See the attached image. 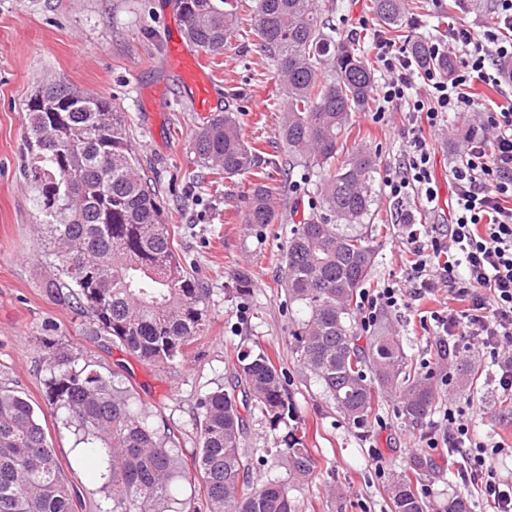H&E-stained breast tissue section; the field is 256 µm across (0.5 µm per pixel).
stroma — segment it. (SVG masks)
Masks as SVG:
<instances>
[{
  "label": "stroma",
  "mask_w": 512,
  "mask_h": 512,
  "mask_svg": "<svg viewBox=\"0 0 512 512\" xmlns=\"http://www.w3.org/2000/svg\"><path fill=\"white\" fill-rule=\"evenodd\" d=\"M173 2L0 0V386L23 392L33 406L43 405L48 377L43 342L54 339L79 363L113 375L116 386L129 389L136 404L144 406L155 427L180 429L179 457L190 469L198 454V397L227 386L237 355L260 346L278 355L318 462L316 476L295 484L291 492L296 512H390L387 489L396 477L411 476L416 458L424 468L413 484L429 502V512H443L452 492L467 497L477 512H493L477 486L459 478L461 457L449 455L446 445H427L449 402L480 399L493 411L477 421L476 432L512 447V396L497 390L490 368L481 367L478 381L469 386L461 371L439 363L437 336L425 317L451 306L447 287L408 296L406 305L387 313L412 368L432 374L439 393L422 424L402 418L396 403L388 401L372 413L366 429L355 428L295 360L290 345L294 320L280 285L282 256L292 226L317 204L313 188L270 173L275 219L266 225L249 224L244 199L255 175L229 180L199 167L192 141L207 118L193 112L176 77L163 67L168 40L183 33ZM334 2L338 9L330 19L338 35L371 49L381 32L371 0ZM495 4L496 0H482L480 6L460 12L444 2L407 0L400 31L406 38L428 39L445 29L450 18L479 31L494 23ZM239 14L238 32L224 51L204 56L215 76V109L231 108L245 141L274 154L282 148V88L274 66L257 49L251 0H240ZM47 80H61L104 97L124 112L133 150L157 182L176 251L209 290L206 329L187 355L172 365H151L120 345L84 336L72 314L51 304L43 293V281L54 272L53 257L42 241V216L22 167L27 104ZM408 129L404 112L394 110L378 120L367 110L353 114L346 138V150L363 143L380 157L373 220L378 263L367 282L371 288L391 279L405 280L412 258L409 231L446 223L453 198L450 164L461 156L479 122L474 113L452 112L441 130H425L434 175L444 193L443 203L433 210L414 196L400 205L390 202L382 191L385 176L402 162ZM240 270L252 281L243 295L233 284V275ZM47 425L51 447L83 493L79 512H106L109 503L88 466L75 462L72 429L54 419ZM376 452L383 457L379 470L370 465Z\"/></svg>",
  "instance_id": "obj_1"
}]
</instances>
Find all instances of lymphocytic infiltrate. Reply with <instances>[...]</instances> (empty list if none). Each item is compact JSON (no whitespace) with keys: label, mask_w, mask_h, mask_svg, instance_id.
<instances>
[{"label":"lymphocytic infiltrate","mask_w":512,"mask_h":512,"mask_svg":"<svg viewBox=\"0 0 512 512\" xmlns=\"http://www.w3.org/2000/svg\"><path fill=\"white\" fill-rule=\"evenodd\" d=\"M494 26L474 31L448 24L433 40L434 56L458 48L452 71L420 70L405 48L375 37L374 62L383 76L377 116L407 112L411 122L404 159L383 181L385 194L403 202L417 194L436 208L439 194L432 153L424 128L442 126L448 113L472 111L474 84L501 86L512 64V0H497ZM450 173L453 202L446 230H433L413 249L408 278L419 286H448L455 308L431 313L436 333L448 337L456 353L479 350L494 369L499 391L512 395V104L484 112L481 133L469 140L460 163ZM483 406L449 403L443 412L449 452L459 454L482 499L497 512H512V480L494 460L504 454L501 443L478 437L471 426Z\"/></svg>","instance_id":"f902f5d3"}]
</instances>
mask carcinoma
<instances>
[{"label":"carcinoma","instance_id":"1","mask_svg":"<svg viewBox=\"0 0 512 512\" xmlns=\"http://www.w3.org/2000/svg\"><path fill=\"white\" fill-rule=\"evenodd\" d=\"M185 36L218 53L239 27L238 0H177ZM406 0H372L378 24H402ZM259 49L283 87L282 158L244 141L231 109L195 131L200 166L232 179L278 168L288 178L316 171L319 207L292 227L283 256L295 358L336 410L359 429L375 405L398 400L401 416L423 422L436 398L431 378L409 370L398 334L386 319L362 338L353 327L360 288L377 264L369 238L378 155L360 145L347 158L343 136L352 114L375 101L374 69L360 46L336 36L319 0H253ZM423 69L444 71L446 57L429 42L408 43ZM29 162L24 176L36 195L56 274L43 292L85 320L87 335L109 339L153 365L184 356L207 322V289L173 249L153 183L130 147L122 115L103 97L60 81L39 85L27 104ZM267 184L247 195L246 223L270 224ZM365 344H360V340ZM45 405L74 429L80 455L96 459L94 480L112 502L106 512H198L177 498L190 479L176 448L180 436L158 431L133 407L128 391L79 365L65 346L47 342ZM196 477L206 512H293V483L309 479L316 460L283 371L264 349L237 358L230 387L198 399ZM268 425L275 455L288 460L292 482L252 477L245 443L249 422ZM392 512H428L412 481L394 480ZM81 495L48 441L47 420L27 396L0 387V512H77Z\"/></svg>","mask_w":512,"mask_h":512}]
</instances>
